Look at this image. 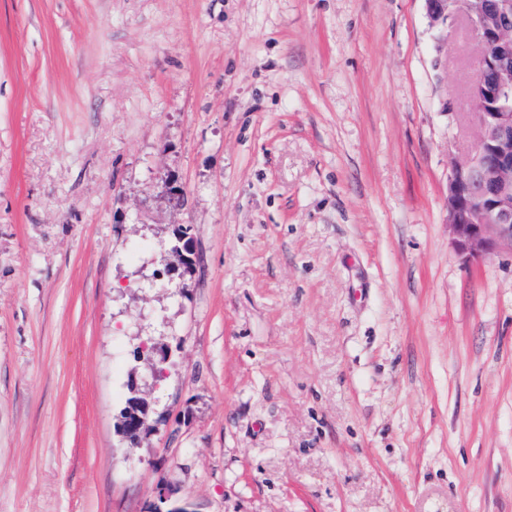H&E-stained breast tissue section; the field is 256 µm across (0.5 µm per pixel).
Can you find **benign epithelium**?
<instances>
[{
    "label": "benign epithelium",
    "mask_w": 512,
    "mask_h": 512,
    "mask_svg": "<svg viewBox=\"0 0 512 512\" xmlns=\"http://www.w3.org/2000/svg\"><path fill=\"white\" fill-rule=\"evenodd\" d=\"M432 21L445 23L455 12L465 17L469 36L481 51L480 57L496 70L495 97L512 98V85L500 78L508 72L501 49L512 44V11L495 8L494 22L486 25L463 6L461 0H425ZM479 138L465 163L454 167L448 183L450 223L458 245L471 256L493 247L487 231L494 228L498 238L512 240V112H474ZM133 399L123 410L120 433L130 448H137L150 429L152 403L130 388Z\"/></svg>",
    "instance_id": "obj_1"
}]
</instances>
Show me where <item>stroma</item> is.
I'll return each instance as SVG.
<instances>
[{
    "label": "stroma",
    "mask_w": 512,
    "mask_h": 512,
    "mask_svg": "<svg viewBox=\"0 0 512 512\" xmlns=\"http://www.w3.org/2000/svg\"><path fill=\"white\" fill-rule=\"evenodd\" d=\"M478 55L424 0H0V512H512ZM497 110L504 102L497 104ZM473 113L479 138L465 163L450 174V223L458 245L471 256L493 247L489 228L512 240V112ZM130 393L133 399L123 410L119 422L120 433L130 448H137L141 436L149 431L150 415L154 412L152 403L139 395L134 385H131Z\"/></svg>",
    "instance_id": "obj_1"
}]
</instances>
